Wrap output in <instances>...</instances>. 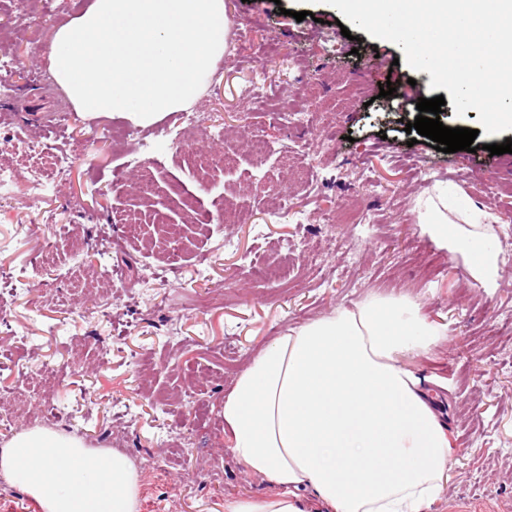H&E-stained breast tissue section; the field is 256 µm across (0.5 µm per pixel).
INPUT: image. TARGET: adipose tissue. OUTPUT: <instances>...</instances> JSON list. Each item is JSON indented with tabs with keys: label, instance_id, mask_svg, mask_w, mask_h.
Masks as SVG:
<instances>
[{
	"label": "adipose tissue",
	"instance_id": "1",
	"mask_svg": "<svg viewBox=\"0 0 512 512\" xmlns=\"http://www.w3.org/2000/svg\"><path fill=\"white\" fill-rule=\"evenodd\" d=\"M418 222L473 278L496 285L491 214L449 186L416 202ZM411 298L375 295L291 327L255 355L224 399V432L249 475L274 494L226 499L224 512H427L459 454L412 355L446 341ZM0 473L43 512H137L139 473L125 455L50 430L0 449Z\"/></svg>",
	"mask_w": 512,
	"mask_h": 512
}]
</instances>
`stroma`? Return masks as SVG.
<instances>
[{"mask_svg": "<svg viewBox=\"0 0 512 512\" xmlns=\"http://www.w3.org/2000/svg\"><path fill=\"white\" fill-rule=\"evenodd\" d=\"M88 3L0 0V32L21 28L9 49L25 64L0 94V168L13 175L0 190V402L17 404L0 447L34 428L93 450L116 437L139 471L138 512H222L225 498L271 494L224 434L235 376L288 327L407 294L448 327L407 364L441 380L429 392L461 450L429 512H512V154L484 149L512 130L479 133L477 110L449 103L441 122L477 130L476 152L412 139L414 113L394 112L379 85L412 78L431 99L428 74L394 43L343 36L326 0H225L228 65L189 106L199 127L178 111L147 125L86 116L49 56ZM34 139L75 150L67 176ZM194 153L224 166L201 170ZM438 181L495 216L497 288L421 230L415 200ZM183 198L230 217L187 221Z\"/></svg>", "mask_w": 512, "mask_h": 512, "instance_id": "35a3bbf8", "label": "stroma"}]
</instances>
